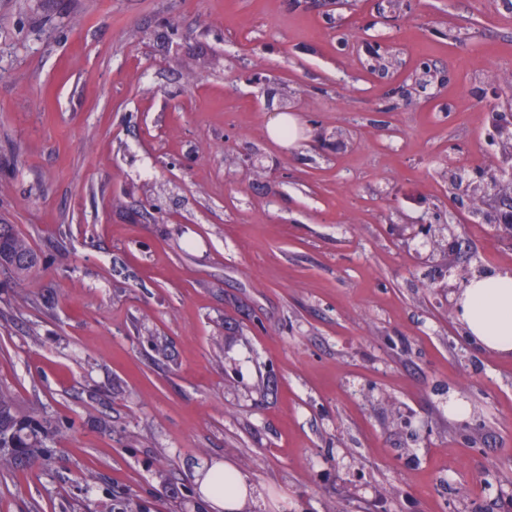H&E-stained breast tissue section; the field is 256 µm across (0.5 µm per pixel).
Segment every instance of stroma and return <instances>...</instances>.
Here are the masks:
<instances>
[{
	"mask_svg": "<svg viewBox=\"0 0 512 512\" xmlns=\"http://www.w3.org/2000/svg\"><path fill=\"white\" fill-rule=\"evenodd\" d=\"M495 112L512 0H0V222L44 259L0 386L61 426L0 512H206L225 463L244 512H512V356L448 306L512 269L449 184L506 164ZM297 118L291 114L279 113L270 118L267 123V133L269 137L276 143L287 144L288 146L294 143L293 132L297 127ZM288 127V140L285 139L283 131ZM221 478L212 476L211 470L206 479L199 483L204 501L209 504L212 512H240L249 498V484L242 473L233 465L224 464L219 467Z\"/></svg>",
	"mask_w": 512,
	"mask_h": 512,
	"instance_id": "obj_1",
	"label": "stroma"
}]
</instances>
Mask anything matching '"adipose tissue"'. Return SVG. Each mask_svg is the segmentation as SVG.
Instances as JSON below:
<instances>
[{
  "label": "adipose tissue",
  "mask_w": 512,
  "mask_h": 512,
  "mask_svg": "<svg viewBox=\"0 0 512 512\" xmlns=\"http://www.w3.org/2000/svg\"><path fill=\"white\" fill-rule=\"evenodd\" d=\"M457 306L468 335L482 348L512 355V270L472 277ZM200 492L212 512H242L250 488L238 469L224 464L201 481Z\"/></svg>",
  "instance_id": "adipose-tissue-1"
}]
</instances>
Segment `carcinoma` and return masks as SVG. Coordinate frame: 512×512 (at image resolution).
Masks as SVG:
<instances>
[{"mask_svg":"<svg viewBox=\"0 0 512 512\" xmlns=\"http://www.w3.org/2000/svg\"><path fill=\"white\" fill-rule=\"evenodd\" d=\"M39 265V256L28 239L13 224L0 223V271L23 279ZM60 427L16 410L11 392L0 388V468L46 463L53 453L50 442Z\"/></svg>","mask_w":512,"mask_h":512,"instance_id":"1","label":"carcinoma"}]
</instances>
